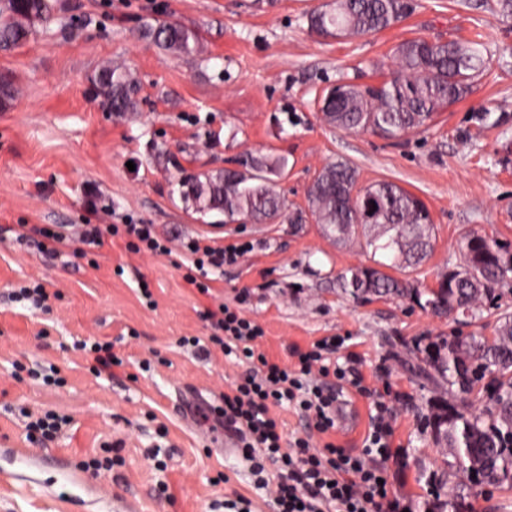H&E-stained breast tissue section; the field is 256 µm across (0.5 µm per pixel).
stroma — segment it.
I'll list each match as a JSON object with an SVG mask.
<instances>
[{"label":"stroma","mask_w":512,"mask_h":512,"mask_svg":"<svg viewBox=\"0 0 512 512\" xmlns=\"http://www.w3.org/2000/svg\"><path fill=\"white\" fill-rule=\"evenodd\" d=\"M325 0H56L50 23L22 45L0 48V77L18 95L0 106V512H275L208 406L243 373L187 341L210 334L203 314L243 305L264 329L260 348L289 364L293 348L326 336L345 342L334 358L368 382L390 386L395 457L389 485L406 512L431 498L427 473L443 457L424 421L436 397L417 378L430 337L490 336L495 319L438 318L407 300H353L339 272L373 265L364 240L339 244L308 215L307 191L343 158L361 185L389 180L419 196L436 231L431 258L406 278L435 287L460 261L465 233L512 244V19L497 0H413L394 27L347 39L312 33L309 10ZM174 21L198 32L203 52L175 56L145 33ZM479 37L487 63L471 91L424 133L386 139L325 125L323 89L374 85L395 69L392 50L412 38ZM139 80L135 115L118 118L91 94L104 63ZM287 159L277 189L287 214L274 222L225 223L186 208L179 179L231 167L244 154ZM299 213L292 224L288 214ZM20 224H112L101 247L72 243L62 255L17 242ZM153 225L173 244L201 238L247 244L238 264L207 267L200 294L181 252L127 249L122 229ZM43 283L46 308L14 291ZM149 296H142V288ZM110 341L122 363L97 373L77 341ZM334 385L350 421L330 439L357 452L370 427L369 401ZM71 417L48 447L29 445L26 414ZM111 459L97 475L94 459ZM469 512H512V489L460 479Z\"/></svg>","instance_id":"1"}]
</instances>
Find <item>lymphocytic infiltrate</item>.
<instances>
[{
	"label": "lymphocytic infiltrate",
	"mask_w": 512,
	"mask_h": 512,
	"mask_svg": "<svg viewBox=\"0 0 512 512\" xmlns=\"http://www.w3.org/2000/svg\"><path fill=\"white\" fill-rule=\"evenodd\" d=\"M106 227L78 224L71 233L53 227L29 225L19 233V242L58 252L76 238L96 246ZM212 333L208 344L227 356L246 363L247 370L211 412L217 424L236 431L241 454L268 490L277 512H397L384 464L391 455L390 408L384 398H373L371 426L360 453L354 454L325 443L315 448L313 435H326L336 428V393L331 376H345L344 368L326 363V354L342 345L339 336L313 343L311 349H294V365L270 360L259 348L263 328L228 305L207 312ZM292 407L311 419L312 435L285 442L276 408Z\"/></svg>",
	"instance_id": "lymphocytic-infiltrate-1"
}]
</instances>
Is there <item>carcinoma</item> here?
<instances>
[{
    "label": "carcinoma",
    "mask_w": 512,
    "mask_h": 512,
    "mask_svg": "<svg viewBox=\"0 0 512 512\" xmlns=\"http://www.w3.org/2000/svg\"><path fill=\"white\" fill-rule=\"evenodd\" d=\"M51 0H0V46H17L35 25L52 18ZM413 10L411 0H332L308 14L317 33L356 37L388 29ZM161 47L177 55L201 52L196 32L167 21L148 29ZM480 41L429 42L413 38L393 50V78L373 88L339 84L319 100L322 120L344 130L372 131L387 138L426 131L438 112L465 97L483 72ZM92 95L115 116L136 111L138 81L122 64L103 65L92 80ZM239 169L200 172L179 180V195L200 217L222 214L224 222L247 218L265 224L284 203L275 178L287 167L283 157L245 155ZM359 170L343 159L326 164L308 189V208L323 233L338 242L365 237L384 252L390 267L420 266L431 254L435 229L427 205L415 194L387 180L358 186ZM461 262L434 288H419L407 279L369 266L350 267L336 276V288L356 299H411L437 316L475 318L512 293V245L474 233L459 246ZM418 374L450 393L471 394L485 379L488 404L457 406L434 400L427 427L443 448L444 468L433 475L435 499L424 512H468L460 494L447 491L459 474L478 483L512 487V313H496L493 336H437L423 349Z\"/></svg>",
    "instance_id": "obj_1"
}]
</instances>
